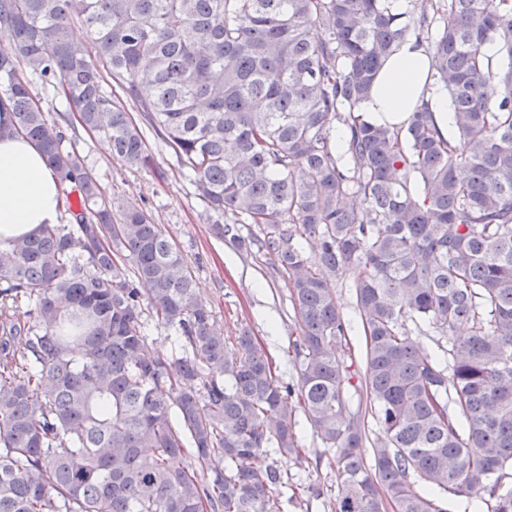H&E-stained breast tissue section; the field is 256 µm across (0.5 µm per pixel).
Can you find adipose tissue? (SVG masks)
Returning a JSON list of instances; mask_svg holds the SVG:
<instances>
[{"label": "adipose tissue", "instance_id": "1", "mask_svg": "<svg viewBox=\"0 0 512 512\" xmlns=\"http://www.w3.org/2000/svg\"><path fill=\"white\" fill-rule=\"evenodd\" d=\"M434 61L415 39L399 43L361 103L362 120L391 128L404 126L430 82ZM62 185L40 149L28 139L0 136V240L58 223Z\"/></svg>", "mask_w": 512, "mask_h": 512}]
</instances>
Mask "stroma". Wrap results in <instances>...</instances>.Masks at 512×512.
<instances>
[{
    "instance_id": "stroma-1",
    "label": "stroma",
    "mask_w": 512,
    "mask_h": 512,
    "mask_svg": "<svg viewBox=\"0 0 512 512\" xmlns=\"http://www.w3.org/2000/svg\"><path fill=\"white\" fill-rule=\"evenodd\" d=\"M40 98L49 119L63 130L65 148L85 159L104 193L120 199L126 207L150 212L182 252L197 293L211 306L225 338L234 340L241 328H250L277 366L282 381L298 384L293 350L299 338L298 318L287 285L269 259L243 254L211 234L210 213L196 194L192 176L177 167L170 150L154 134L146 136L150 166L132 169L113 156L104 136L82 126L63 94L44 92ZM335 296L348 325L351 346L350 354L341 355L340 360L357 380L365 371L364 338L349 277L337 279ZM295 419L303 453L300 458L282 460L281 468L287 472L289 483L311 487L307 512H334L342 479L328 464L332 452L316 436L303 413H296Z\"/></svg>"
}]
</instances>
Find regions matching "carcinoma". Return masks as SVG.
I'll return each mask as SVG.
<instances>
[{
  "label": "carcinoma",
  "instance_id": "obj_1",
  "mask_svg": "<svg viewBox=\"0 0 512 512\" xmlns=\"http://www.w3.org/2000/svg\"><path fill=\"white\" fill-rule=\"evenodd\" d=\"M76 19L92 54L70 35ZM0 37L5 130L41 150L72 217L0 244V512H281L279 460L301 454L294 393L334 451L338 512H447L417 480L512 512L501 486L512 468V0H420L411 12L392 0H0ZM406 38L435 60L453 137L427 101L404 131L360 119ZM489 42L507 64H492ZM35 85L61 89L140 169L151 159L136 109L193 175L210 231L272 257L299 319L298 391L250 329L227 343L178 249L63 148ZM302 240L317 242L315 259ZM346 274L372 441L336 357ZM147 316L177 329L174 354L150 348ZM411 324L444 336L465 324L469 336L442 362Z\"/></svg>",
  "mask_w": 512,
  "mask_h": 512
}]
</instances>
